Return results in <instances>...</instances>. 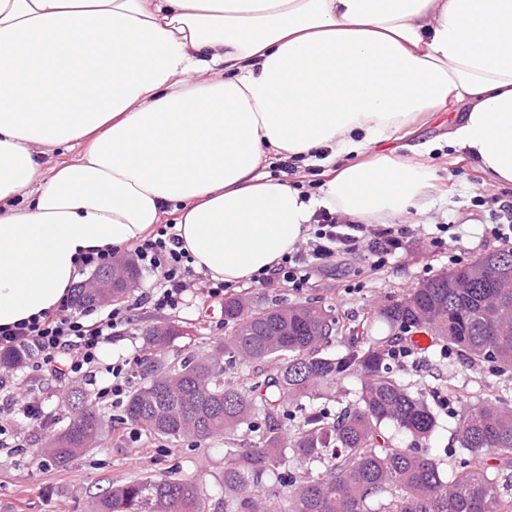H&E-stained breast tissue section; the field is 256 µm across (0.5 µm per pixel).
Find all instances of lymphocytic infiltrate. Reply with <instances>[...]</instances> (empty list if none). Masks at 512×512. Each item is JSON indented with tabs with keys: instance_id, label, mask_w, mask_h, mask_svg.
<instances>
[{
	"instance_id": "1",
	"label": "lymphocytic infiltrate",
	"mask_w": 512,
	"mask_h": 512,
	"mask_svg": "<svg viewBox=\"0 0 512 512\" xmlns=\"http://www.w3.org/2000/svg\"><path fill=\"white\" fill-rule=\"evenodd\" d=\"M312 236L306 247L285 254L269 271L259 273L256 283H277L296 290L305 288L323 261L340 254L369 248L375 267L387 266L389 260L404 250L414 231L405 224H380L367 229L363 224H341L335 214L318 211ZM132 255L141 269L155 279V286L141 295V302L154 309L177 311L186 302L194 259L184 250L171 224L137 244ZM132 305L118 304L104 313L95 306L75 308L72 297H64L57 309L10 327L0 328V350L23 352L31 374H47L60 381L95 376L105 371L108 380L97 399L111 400L121 407L138 360L121 359L102 364L100 354L119 328L131 322Z\"/></svg>"
}]
</instances>
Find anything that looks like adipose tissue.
I'll list each match as a JSON object with an SVG mask.
<instances>
[{
  "mask_svg": "<svg viewBox=\"0 0 512 512\" xmlns=\"http://www.w3.org/2000/svg\"><path fill=\"white\" fill-rule=\"evenodd\" d=\"M460 102L448 147L512 183V0H0V328L171 208L227 283L318 210L404 218L436 187L413 127ZM271 153L323 167L319 193L261 176Z\"/></svg>",
  "mask_w": 512,
  "mask_h": 512,
  "instance_id": "obj_1",
  "label": "adipose tissue"
}]
</instances>
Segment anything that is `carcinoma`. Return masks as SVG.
<instances>
[{"label": "carcinoma", "mask_w": 512, "mask_h": 512, "mask_svg": "<svg viewBox=\"0 0 512 512\" xmlns=\"http://www.w3.org/2000/svg\"><path fill=\"white\" fill-rule=\"evenodd\" d=\"M512 267V248L490 252L418 283L378 305L350 330L343 350L329 351L342 326L317 301L257 306L224 298L230 333L204 356L174 365L158 352L187 336L164 322L145 332L140 383L129 393L124 423L172 442L224 439V512H512V404L497 398L461 406L455 439L470 457L494 463L449 473L428 448H402L395 436L429 439L436 413L390 368L391 341L373 323L432 340L497 373L512 371V287L497 268ZM273 370L224 383V367ZM361 376L356 400L336 410L318 404L336 380ZM71 415L35 456L65 465L101 437L104 415L79 394L63 404ZM298 411V432L281 419ZM246 428L252 442L236 447ZM275 484L265 488L264 481ZM97 512H206L194 477L167 474L112 487Z\"/></svg>", "instance_id": "obj_1"}]
</instances>
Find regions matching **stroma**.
<instances>
[{
    "mask_svg": "<svg viewBox=\"0 0 512 512\" xmlns=\"http://www.w3.org/2000/svg\"><path fill=\"white\" fill-rule=\"evenodd\" d=\"M431 163L437 172L438 189L431 194L427 206L408 217L415 235L405 251L383 269H373L372 255L364 248L331 261L308 288L295 291L277 285L263 286L249 279L236 283L235 293L248 295L259 303L314 300L330 308L341 323L351 325L387 299L403 294L440 270L452 268L454 259L467 262L499 250V243L488 239L484 229L493 223L499 205L512 204V185L490 183L465 154L447 148L435 153ZM440 224L459 225L463 237L449 243L446 250L434 252L425 239ZM169 321L188 332L166 352L165 358L171 363L190 352L209 351L226 332L224 312L218 304L193 305L172 314L144 305L134 310L131 324L120 336L104 345L103 359L109 362L142 353L146 330ZM393 369L414 395L428 401L439 393L448 396L451 407L438 409V427L427 443L431 453L448 469L459 463L458 457L448 454L455 445L453 410L490 397L512 403V373L491 375L485 364L471 362L454 350L442 353L437 344L416 349ZM75 390L90 393L94 387L81 379L63 384L48 376L14 373L11 393L23 401L38 400L47 417L41 423L18 424L16 432L22 451L0 453V512H96L100 495L111 487L163 473L198 477L211 512H224L223 440L167 442L145 434L134 442L123 428L117 427L108 402L99 405L106 422L100 444L66 466H40L33 451L42 447L50 434L67 426L60 397Z\"/></svg>",
    "mask_w": 512,
    "mask_h": 512,
    "instance_id": "stroma-1",
    "label": "stroma"
}]
</instances>
